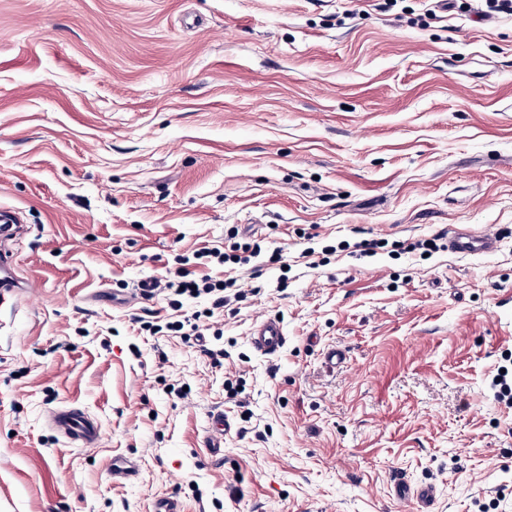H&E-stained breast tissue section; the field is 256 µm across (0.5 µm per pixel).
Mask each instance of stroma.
Listing matches in <instances>:
<instances>
[{
	"label": "stroma",
	"instance_id": "stroma-1",
	"mask_svg": "<svg viewBox=\"0 0 512 512\" xmlns=\"http://www.w3.org/2000/svg\"><path fill=\"white\" fill-rule=\"evenodd\" d=\"M481 7L0 0V208L36 281L0 311V512H417L399 479L433 512H512V15ZM464 228L497 250L409 248ZM256 242L283 251L260 276L193 268L245 291L223 366L146 330L177 314L138 281ZM270 315L288 342L264 356ZM60 406L98 447L53 431ZM286 341L283 324L275 316L262 318L251 332L253 348L264 355L278 353L285 346ZM51 425L60 437L77 447L95 448L101 441L99 423L80 408L55 410Z\"/></svg>",
	"mask_w": 512,
	"mask_h": 512
}]
</instances>
